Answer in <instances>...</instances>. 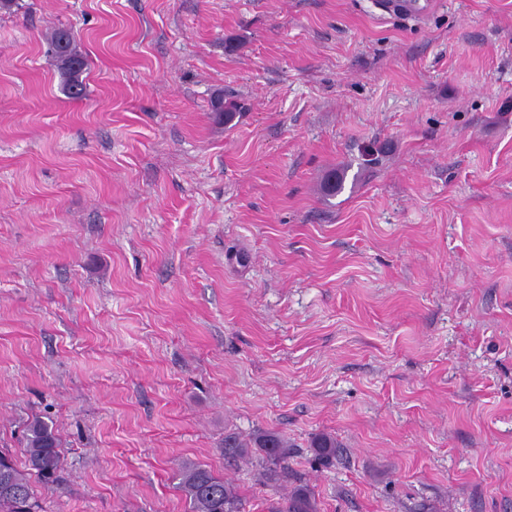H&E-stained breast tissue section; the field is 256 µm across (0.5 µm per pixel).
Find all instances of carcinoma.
Segmentation results:
<instances>
[{"mask_svg": "<svg viewBox=\"0 0 512 512\" xmlns=\"http://www.w3.org/2000/svg\"><path fill=\"white\" fill-rule=\"evenodd\" d=\"M51 47L69 97H85L86 86L81 75L88 62L78 52L71 29L57 28L51 38ZM345 174L343 168L329 171L323 179V191L329 196L341 192ZM25 430L26 468H19L10 453L0 450V512H40L32 480L48 488L59 478L62 453L60 440L53 429L35 417L27 421ZM312 448L329 463L336 456V439L319 436L313 440ZM223 451L226 459L244 458L257 452L269 483L275 484L288 477V440L277 432H261L249 440L226 436ZM179 489L189 501L191 512H238L235 488L198 464L189 463L182 468ZM277 512H316V505L306 489L297 488L288 497L285 508Z\"/></svg>", "mask_w": 512, "mask_h": 512, "instance_id": "cac0c4a2", "label": "carcinoma"}]
</instances>
